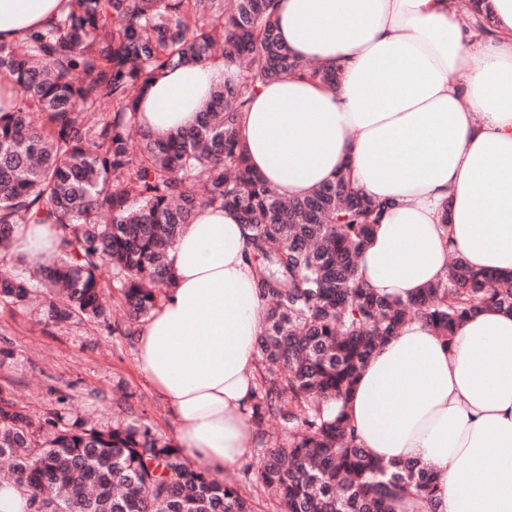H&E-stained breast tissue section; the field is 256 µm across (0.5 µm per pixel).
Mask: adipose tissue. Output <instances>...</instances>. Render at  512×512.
Returning a JSON list of instances; mask_svg holds the SVG:
<instances>
[{"label":"adipose tissue","instance_id":"ef3b65f1","mask_svg":"<svg viewBox=\"0 0 512 512\" xmlns=\"http://www.w3.org/2000/svg\"><path fill=\"white\" fill-rule=\"evenodd\" d=\"M491 33L452 0H278V33L304 61L339 67L336 89L294 74L255 93L240 131L250 162L287 198L347 171L384 206L357 277L408 300L449 273H512V0H487ZM63 0H0V40L23 43ZM220 64L187 63L137 108L141 128L173 136L196 119ZM248 230L204 208L169 258L165 289L137 337V368L201 468L248 450L265 305L244 255ZM56 229L20 224L11 250L50 261ZM356 442L381 462L417 460L438 477L436 512H512V312L483 307L448 339L421 318L389 337L344 403Z\"/></svg>","mask_w":512,"mask_h":512}]
</instances>
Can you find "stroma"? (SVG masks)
Wrapping results in <instances>:
<instances>
[{
  "mask_svg": "<svg viewBox=\"0 0 512 512\" xmlns=\"http://www.w3.org/2000/svg\"><path fill=\"white\" fill-rule=\"evenodd\" d=\"M136 356L132 337L0 304V393L34 421L61 409L104 428L138 419L175 440L178 425L139 372Z\"/></svg>",
  "mask_w": 512,
  "mask_h": 512,
  "instance_id": "stroma-1",
  "label": "stroma"
}]
</instances>
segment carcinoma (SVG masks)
Masks as SVG:
<instances>
[{"label": "carcinoma", "instance_id": "1", "mask_svg": "<svg viewBox=\"0 0 512 512\" xmlns=\"http://www.w3.org/2000/svg\"><path fill=\"white\" fill-rule=\"evenodd\" d=\"M224 62L196 123L160 140L136 122V102L160 74L188 62ZM302 73L332 89L338 70L303 62L281 42L276 0H67L48 29L22 45L0 42V304L28 306L32 282L46 315L64 324H111L105 288L131 320L158 304L168 253L203 207L230 206L251 231L254 284L269 303L258 349L265 373L251 414L292 431L264 449L246 489L193 469L183 450L144 422L99 429L54 413L34 422L0 395V459L26 495L25 512H395L397 497L430 503L433 474L384 464L356 442L340 402L375 349L417 315L448 337L483 304L512 312V275H449L408 302L360 284L358 260L383 206L347 175L287 199L249 167L239 118L263 84ZM17 224H55L47 265L4 260ZM109 271L111 280L103 279Z\"/></svg>", "mask_w": 512, "mask_h": 512}]
</instances>
